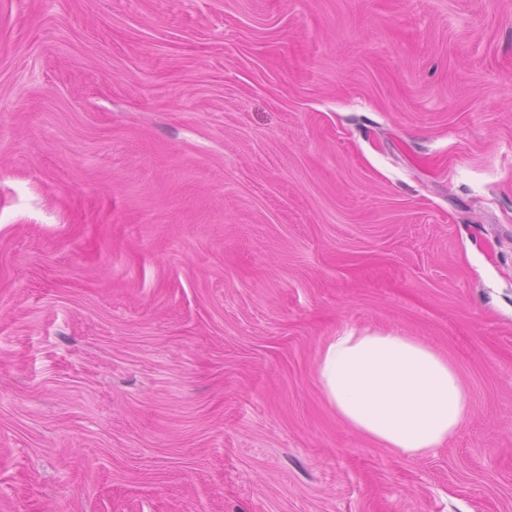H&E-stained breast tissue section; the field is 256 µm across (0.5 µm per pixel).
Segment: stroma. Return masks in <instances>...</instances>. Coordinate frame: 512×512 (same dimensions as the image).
Here are the masks:
<instances>
[{"instance_id":"stroma-1","label":"stroma","mask_w":512,"mask_h":512,"mask_svg":"<svg viewBox=\"0 0 512 512\" xmlns=\"http://www.w3.org/2000/svg\"><path fill=\"white\" fill-rule=\"evenodd\" d=\"M346 327L447 444L337 418ZM0 512H512V0H0ZM317 379L344 424L406 458L444 446L472 410L448 357L394 330L342 329L321 351Z\"/></svg>"}]
</instances>
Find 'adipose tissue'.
<instances>
[{
  "label": "adipose tissue",
  "instance_id": "1",
  "mask_svg": "<svg viewBox=\"0 0 512 512\" xmlns=\"http://www.w3.org/2000/svg\"><path fill=\"white\" fill-rule=\"evenodd\" d=\"M317 379L344 424L406 458L444 446L472 410L454 364L394 330L342 329L321 351Z\"/></svg>",
  "mask_w": 512,
  "mask_h": 512
}]
</instances>
